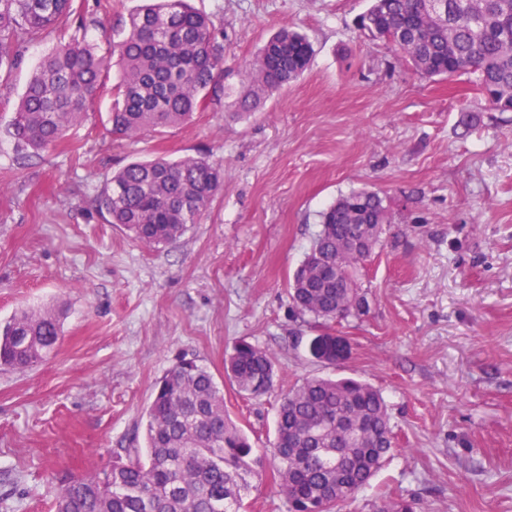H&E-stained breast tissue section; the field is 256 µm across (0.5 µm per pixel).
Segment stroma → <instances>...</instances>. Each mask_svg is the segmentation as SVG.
<instances>
[{
	"label": "stroma",
	"instance_id": "35a3bbf8",
	"mask_svg": "<svg viewBox=\"0 0 512 512\" xmlns=\"http://www.w3.org/2000/svg\"><path fill=\"white\" fill-rule=\"evenodd\" d=\"M224 27V63L254 58L288 26L309 40L307 72L260 111L223 108L138 139L112 135L118 62L55 151L18 153L16 103L55 37L26 40L0 71V319L65 312L56 352L0 368V512H56L58 483L143 447L153 385L198 360L224 409L269 466L276 395L241 398L224 374L239 340L270 352L277 387L306 376L380 389L397 447L343 512L385 493L418 512H512V112L467 80L421 79L357 26L370 0H190ZM140 0H76L63 37L109 54L100 20ZM207 156L224 190L200 222L149 248L107 223L99 195L134 160ZM380 192L393 215L360 279L369 310L337 325L348 355L315 359V329L288 297L294 270L339 196Z\"/></svg>",
	"mask_w": 512,
	"mask_h": 512
}]
</instances>
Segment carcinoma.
Returning <instances> with one entry per match:
<instances>
[{
	"instance_id": "1",
	"label": "carcinoma",
	"mask_w": 512,
	"mask_h": 512,
	"mask_svg": "<svg viewBox=\"0 0 512 512\" xmlns=\"http://www.w3.org/2000/svg\"><path fill=\"white\" fill-rule=\"evenodd\" d=\"M75 0H0V69L19 62L16 47L60 28ZM360 30L395 48L426 79L474 78L488 105L512 112V0H372ZM112 42L122 68L111 132L130 139L180 125L228 102L238 114L307 71L312 47L284 27L237 71L224 68V27L186 0H159L116 24ZM106 57L82 39L60 40L37 66L10 123L20 151L57 147L84 119L101 88ZM238 78V86L226 80ZM224 190V166L206 156L156 158L122 167L99 197L108 223L157 247L180 238ZM391 215L379 192L362 189L321 214V228L293 274L297 313L328 332L311 355L329 365L347 345L330 333L360 316L359 272L381 244ZM61 339L53 308L22 309L0 325V367L25 372L47 360ZM224 371L237 392L259 398L278 368L264 349L235 343ZM146 458L116 461L61 485L56 512H239L242 492L264 479L252 468L253 445L224 412V395L206 367L177 361L154 384L145 409ZM394 447L386 401L371 385L310 376L285 393L271 448L272 478L289 512H341L369 483ZM374 512H416L413 499L387 497Z\"/></svg>"
}]
</instances>
